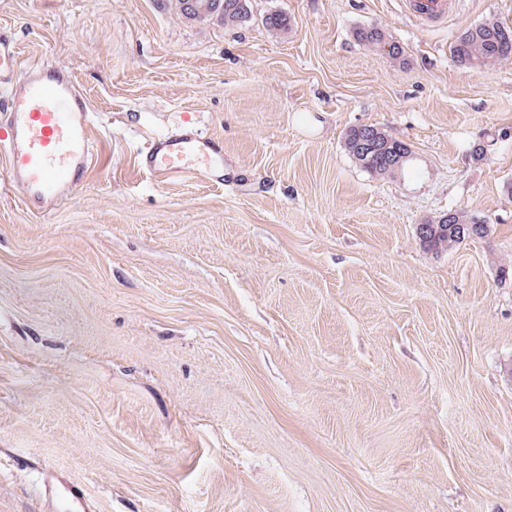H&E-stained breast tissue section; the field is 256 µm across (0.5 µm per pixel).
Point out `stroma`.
<instances>
[{"label": "stroma", "mask_w": 512, "mask_h": 512, "mask_svg": "<svg viewBox=\"0 0 512 512\" xmlns=\"http://www.w3.org/2000/svg\"><path fill=\"white\" fill-rule=\"evenodd\" d=\"M488 19L512 0L430 26L405 0H251L235 28L0 0L23 59L73 70L94 143L51 210L0 191V512H49L50 470L95 512H512V62L451 53ZM188 118L223 183L140 172ZM357 124L408 143L402 173L352 162ZM451 209L488 240L425 251ZM354 38L361 45L377 51L391 63L401 65L406 61L404 48L383 27L376 25L359 27L354 32ZM453 224H468L472 231L461 236ZM489 224L464 210H448V213L431 216L417 224V236L427 252L439 254L451 250L465 240H481L488 237Z\"/></svg>", "instance_id": "1"}]
</instances>
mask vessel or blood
I'll return each mask as SVG.
<instances>
[{
  "label": "vessel or blood",
  "instance_id": "vessel-or-blood-1",
  "mask_svg": "<svg viewBox=\"0 0 512 512\" xmlns=\"http://www.w3.org/2000/svg\"><path fill=\"white\" fill-rule=\"evenodd\" d=\"M419 22H443L456 0H406ZM91 112L68 68L23 61L16 40L0 34V151L9 161V187L21 203L49 209L77 187L93 155ZM140 165L146 173L172 178L187 172L224 169V143L188 126L153 139ZM46 495L66 512H89L83 488L57 478Z\"/></svg>",
  "mask_w": 512,
  "mask_h": 512
}]
</instances>
